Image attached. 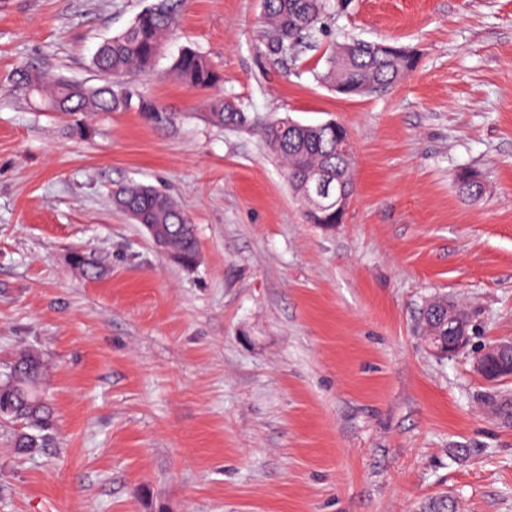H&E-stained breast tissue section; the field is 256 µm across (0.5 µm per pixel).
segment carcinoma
<instances>
[{
    "label": "carcinoma",
    "instance_id": "1",
    "mask_svg": "<svg viewBox=\"0 0 512 512\" xmlns=\"http://www.w3.org/2000/svg\"><path fill=\"white\" fill-rule=\"evenodd\" d=\"M336 9L335 0H264V23L267 27L269 51L286 56L296 45L321 29ZM177 9L171 0H155L146 6L121 33L97 47L92 64L106 76L104 84L84 87L59 79L53 94L45 99V107L68 116L72 128L81 129L83 119L93 112H127L136 110L155 123L168 120L166 113L151 99L139 92L129 78L150 71L158 56L162 40L177 26ZM355 55L345 60L336 53L325 59V70L317 74L321 81L340 87L346 94H364L369 88L389 87L400 82L414 67V61L401 56H373L368 43L352 40ZM170 71L191 90H209L221 82L220 74L199 51L187 47L173 61ZM213 119L224 124L246 120L235 104L214 97L207 102ZM270 148L281 159L292 189L299 190L304 175L324 168L346 181L353 159L342 154L340 140L348 137L345 128L302 126L282 134L281 121L263 128ZM460 193L471 199L481 195L482 186L469 171L456 175ZM117 201L125 210L147 224L166 230L169 254L176 263L192 268L198 262V246L194 225L189 216L172 200L151 185L132 183L116 189ZM71 266L87 275L97 273L91 255L76 252ZM43 361L39 354L25 350L0 373V415L7 420L21 421L22 431L14 436V447L21 452L49 445L51 411L43 389Z\"/></svg>",
    "mask_w": 512,
    "mask_h": 512
}]
</instances>
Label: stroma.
Returning <instances> with one entry per match:
<instances>
[{"mask_svg": "<svg viewBox=\"0 0 512 512\" xmlns=\"http://www.w3.org/2000/svg\"><path fill=\"white\" fill-rule=\"evenodd\" d=\"M150 0H0V371L47 365L51 445L0 420V512H512V425L475 349L512 337V0H346L312 45L270 55L263 0H183L137 88L169 114L84 135L16 82L96 86L97 45ZM361 39L406 47L394 86L336 93L313 71ZM241 107L219 124L168 68L183 48ZM336 121L355 146L344 223L310 224L268 122ZM483 184L469 199L455 176ZM134 180L191 218L199 261L159 252L112 203ZM92 254L96 275L74 271ZM463 302L470 347L420 328Z\"/></svg>", "mask_w": 512, "mask_h": 512, "instance_id": "obj_1", "label": "stroma"}]
</instances>
